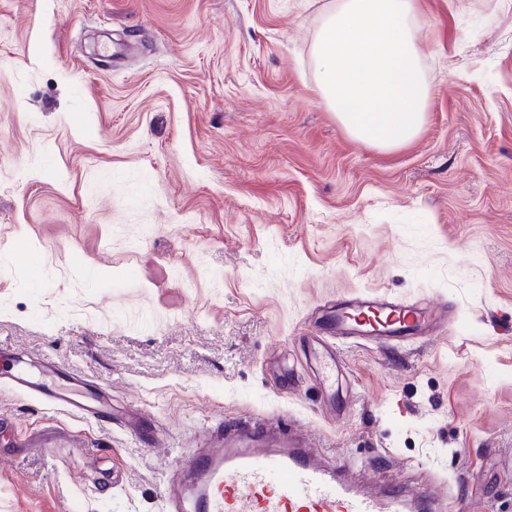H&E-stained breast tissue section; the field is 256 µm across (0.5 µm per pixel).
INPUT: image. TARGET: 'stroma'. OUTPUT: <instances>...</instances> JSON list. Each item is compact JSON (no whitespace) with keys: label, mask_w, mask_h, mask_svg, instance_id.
Listing matches in <instances>:
<instances>
[{"label":"stroma","mask_w":512,"mask_h":512,"mask_svg":"<svg viewBox=\"0 0 512 512\" xmlns=\"http://www.w3.org/2000/svg\"><path fill=\"white\" fill-rule=\"evenodd\" d=\"M336 4L0 0V512H165L244 419L512 512V0H418L431 95L392 151L320 98ZM364 294L458 324L342 343L322 388L320 320ZM18 356L111 421L12 389Z\"/></svg>","instance_id":"obj_1"}]
</instances>
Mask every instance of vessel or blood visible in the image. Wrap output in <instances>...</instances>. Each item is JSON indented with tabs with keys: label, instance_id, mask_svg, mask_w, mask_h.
Returning <instances> with one entry per match:
<instances>
[{
	"label": "vessel or blood",
	"instance_id": "1",
	"mask_svg": "<svg viewBox=\"0 0 512 512\" xmlns=\"http://www.w3.org/2000/svg\"><path fill=\"white\" fill-rule=\"evenodd\" d=\"M455 319L442 301L406 304L386 296L347 300L324 327L327 336L356 342H407ZM17 391L62 410L111 418L107 403L66 383L56 370L39 378L16 368ZM190 480L167 512H449L452 501L424 487L376 491L352 480L347 465L324 461L284 429L245 425L187 463Z\"/></svg>",
	"mask_w": 512,
	"mask_h": 512
}]
</instances>
